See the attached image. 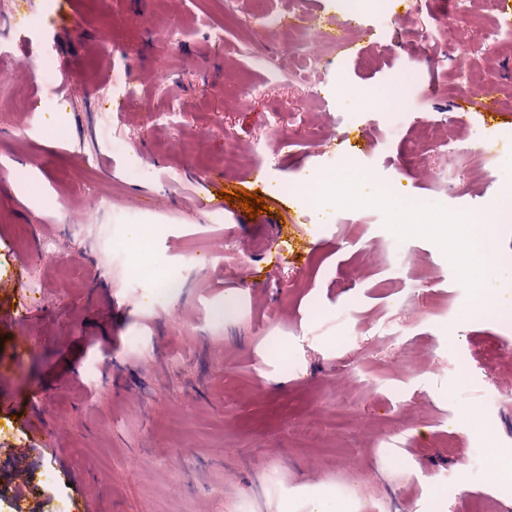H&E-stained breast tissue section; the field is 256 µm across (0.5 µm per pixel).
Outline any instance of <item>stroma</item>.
<instances>
[{
    "instance_id": "stroma-1",
    "label": "stroma",
    "mask_w": 512,
    "mask_h": 512,
    "mask_svg": "<svg viewBox=\"0 0 512 512\" xmlns=\"http://www.w3.org/2000/svg\"><path fill=\"white\" fill-rule=\"evenodd\" d=\"M376 3L392 24L355 34L345 58L324 48L319 97L308 103L285 85L292 59L260 28L252 0H0V34L25 30L51 62L34 79L16 60L0 79V165L12 175L0 185V298L20 309L0 323V403L44 389L56 439L16 461L30 433L0 415V512H11L19 487L27 512L79 499L88 512H322L324 499L345 512H512V481H487L478 464L490 447L512 474V360L498 354L512 340V40L463 65L422 64L389 126L384 108L362 109L339 88H391L425 17L407 15L401 0ZM427 10L436 44L478 40L479 24H448L443 0ZM215 24L223 43L208 37ZM169 28L180 42L159 49L155 34ZM160 52L175 73L165 82ZM260 53L278 69L259 68ZM486 87L505 96L500 116L472 108L458 133L484 154L436 184L428 174L445 155L431 145L411 153L423 117L447 118ZM131 88L151 113L117 112ZM275 112L278 139L265 127ZM311 126L327 132L316 147ZM197 136L205 155L192 149ZM233 143L246 152L227 173ZM256 148L276 160L253 183ZM90 160L112 210L83 225L75 216L92 203L82 186ZM142 166L152 178H133ZM331 166L367 175L314 207L277 191ZM383 186L391 201L412 198L446 223L417 232L392 223ZM235 190L269 205L258 234L240 228L238 206L197 207ZM476 207L494 220L480 302L466 288L464 249ZM21 224L56 243L33 296L10 288L29 254ZM128 236L150 238L156 275L184 285L164 311L126 282L138 255L110 252ZM266 245L288 257L278 271ZM18 330L31 348L17 346ZM338 406L353 421L342 433L323 419ZM467 406L484 408L482 419L465 418ZM306 426L317 446L300 441ZM48 465L66 466L73 481L42 483Z\"/></svg>"
}]
</instances>
